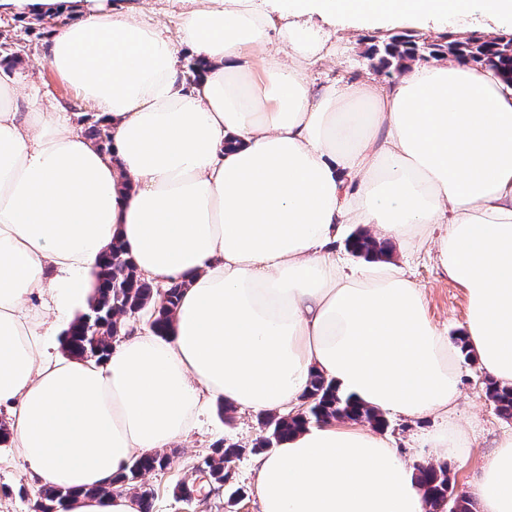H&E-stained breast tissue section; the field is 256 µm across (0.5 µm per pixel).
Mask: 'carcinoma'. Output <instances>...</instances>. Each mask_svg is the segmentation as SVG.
I'll return each mask as SVG.
<instances>
[{
    "label": "carcinoma",
    "instance_id": "1",
    "mask_svg": "<svg viewBox=\"0 0 512 512\" xmlns=\"http://www.w3.org/2000/svg\"><path fill=\"white\" fill-rule=\"evenodd\" d=\"M420 54L433 60L446 54L477 63L489 60L498 74L512 80V38H501L498 44L493 45L476 35L461 40L446 33L439 36V40L427 43L417 34L407 31L374 46L369 59L381 71L401 70ZM86 135L101 150L111 151L110 133L108 127L101 125V121L90 123ZM346 246L354 255L366 259H379L388 253L387 243L376 242L362 229L355 230L348 237ZM94 276L96 293L93 300L64 332L62 346L65 354L78 359L103 360L110 349L111 337L91 335L88 320H97L101 325L113 329L116 327L112 322L113 315L139 314L156 295L162 296V300L150 316V329L159 335L169 331L171 315L177 307L184 284L174 283L162 291L154 288L138 275L132 261L125 257L122 245L117 242L112 243L109 254L102 259ZM486 395L501 416L512 419L511 388H503L490 380L486 383ZM339 419L366 421L382 431L388 427L382 413L360 406L352 398L341 394L332 382L315 374L303 396L301 412L295 415L260 416L265 436L252 451L268 452L310 424ZM241 453L242 449L237 446L217 445L212 455L198 467L199 474L207 477V480L199 483V489L212 491L224 488L230 476L231 464ZM166 465L167 457L161 453L135 457L121 473L112 478L108 486L92 489L90 494L109 493L114 487L133 489L137 491L140 512H149L150 493L139 489L138 479L152 471L162 470ZM417 480L423 487L427 512H472L469 498L456 491L448 465H421L418 467ZM68 497L67 491L44 487L35 504L41 512H60Z\"/></svg>",
    "mask_w": 512,
    "mask_h": 512
}]
</instances>
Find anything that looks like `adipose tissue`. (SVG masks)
<instances>
[{
  "instance_id": "obj_1",
  "label": "adipose tissue",
  "mask_w": 512,
  "mask_h": 512,
  "mask_svg": "<svg viewBox=\"0 0 512 512\" xmlns=\"http://www.w3.org/2000/svg\"><path fill=\"white\" fill-rule=\"evenodd\" d=\"M170 2L174 40L113 0H0V15L65 16L44 57L112 139L104 152L62 108L21 97L22 73L0 58V413L29 473L69 491L65 512H140L100 487L214 401L294 413L318 373L383 414L445 417L464 346L512 386V82L445 58L316 93L328 38L288 25L270 45L275 10L361 31L512 20V0ZM182 52L204 63L195 83ZM359 224L431 247L466 292L465 345L401 265L339 262ZM116 240L147 281L183 284L168 334L132 331L100 362L50 355ZM254 473L260 512H426L414 468L357 423L309 425ZM469 494L478 512H512V432Z\"/></svg>"
}]
</instances>
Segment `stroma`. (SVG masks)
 I'll return each mask as SVG.
<instances>
[{"instance_id": "stroma-1", "label": "stroma", "mask_w": 512, "mask_h": 512, "mask_svg": "<svg viewBox=\"0 0 512 512\" xmlns=\"http://www.w3.org/2000/svg\"><path fill=\"white\" fill-rule=\"evenodd\" d=\"M301 30L311 34L334 33L337 56L335 62L313 68L314 87L329 83L343 85L354 81L376 78L386 80L385 72L374 68L368 58L371 46L381 44L390 35L406 30L420 37L435 39L451 29L464 28L466 33L496 34L500 28L497 20L481 15L441 20L429 18L403 25H391L375 35L345 28H330L316 15L296 17ZM52 25L48 19L0 20V42H7L11 57L18 70L25 76L22 92L38 96L42 101H52L69 112L71 121L78 128H85L88 121L96 120L94 108L61 81L44 60L43 41ZM393 261L401 264L409 277L419 284L425 294V310L430 318L446 326L449 335L462 332L466 318L467 297L463 288L448 280L437 266L432 253L422 249L405 252L401 245H394ZM462 398L452 418L463 426L470 438L467 451L459 457L448 459L450 476L460 492H468L469 483L480 466L491 455L500 436L512 430V420L498 416L487 399L485 382L487 374L478 361L460 360ZM442 418L430 417L410 421L392 418L387 433L407 463L416 465L426 457L420 446L421 439L438 431ZM264 434L257 415L233 412L222 414L218 403H211L199 424L183 439L167 448L169 463L164 469L145 474L140 479L143 488L151 493L150 512H260L255 493L252 446ZM235 444L243 449L242 455L232 465V487L242 489L244 496L229 502L227 490L212 494L207 501L185 497L181 491L184 483L192 481L194 471L211 455L214 444ZM39 482L32 478L16 449L10 444L0 445V512H32Z\"/></svg>"}]
</instances>
